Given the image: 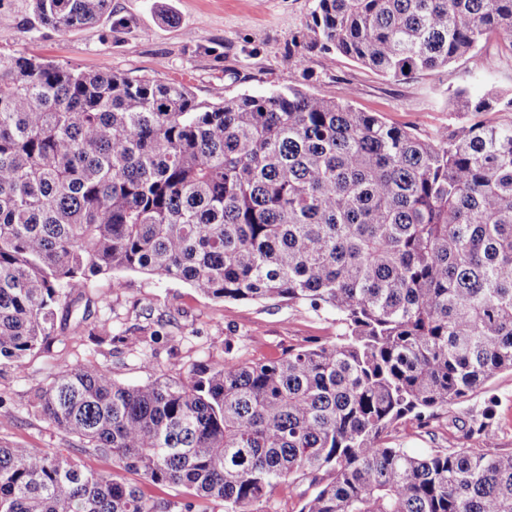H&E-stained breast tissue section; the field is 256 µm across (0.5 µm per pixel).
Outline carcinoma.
<instances>
[{
	"instance_id": "cac0c4a2",
	"label": "carcinoma",
	"mask_w": 512,
	"mask_h": 512,
	"mask_svg": "<svg viewBox=\"0 0 512 512\" xmlns=\"http://www.w3.org/2000/svg\"><path fill=\"white\" fill-rule=\"evenodd\" d=\"M59 31L110 0H30ZM307 50L401 81L496 37L512 0H317ZM448 110L512 112L460 89ZM138 272L216 301L336 311L342 333L184 379L116 381L80 364L31 411L84 450L224 512L314 487L299 512H512V452L387 445L512 371V123L426 138L295 85L200 101L182 82L0 53V360L52 337L93 276ZM141 351L143 336H89ZM495 398L471 419L489 435ZM0 440V512H194Z\"/></svg>"
}]
</instances>
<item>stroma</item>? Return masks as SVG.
<instances>
[{"label": "stroma", "instance_id": "stroma-1", "mask_svg": "<svg viewBox=\"0 0 512 512\" xmlns=\"http://www.w3.org/2000/svg\"><path fill=\"white\" fill-rule=\"evenodd\" d=\"M317 0H111L110 13L81 29L59 31L34 22L29 0H0V52L34 55L84 72L102 68L130 77L179 81L202 101L215 89L233 97L298 85L320 96L349 101L378 113L391 125L428 137L459 121L449 112L452 91H497L512 97V55L497 42L433 72L394 82L353 60L331 53H308L304 67L288 61L289 46L304 47L312 36ZM173 17L165 19L161 7ZM122 288L108 275L93 277L90 301L81 313L59 306L49 343L23 363L0 361V439L36 448H73L27 406L35 391L77 365L108 366L129 385L161 374L188 375L199 365L216 367L227 356L255 362L292 348L335 342L341 332L335 310H312L276 299L216 302L176 280L159 281L138 272L121 273ZM113 333L148 336L146 353L115 343L95 346L89 339L101 321ZM498 401L491 438L469 434L465 423ZM390 446L415 455L448 448L485 453L512 452V372L498 374L467 402L437 410L422 422L407 420L389 434ZM88 470L139 484L149 496L174 502L185 488L154 485L119 468L110 458L78 455Z\"/></svg>", "mask_w": 512, "mask_h": 512}]
</instances>
